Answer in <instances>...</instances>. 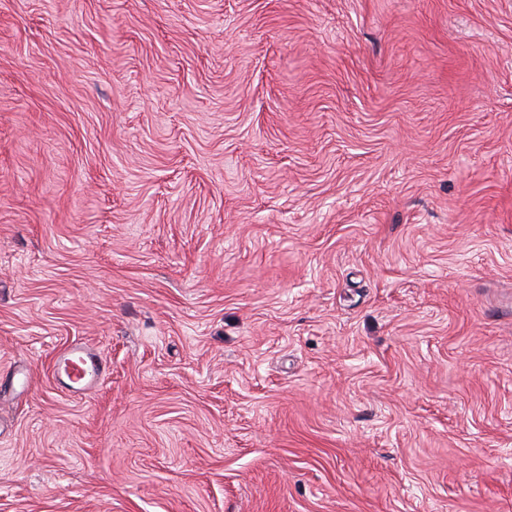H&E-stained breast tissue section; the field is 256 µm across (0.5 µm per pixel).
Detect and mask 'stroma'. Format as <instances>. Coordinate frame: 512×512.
I'll return each instance as SVG.
<instances>
[{"label":"stroma","instance_id":"stroma-1","mask_svg":"<svg viewBox=\"0 0 512 512\" xmlns=\"http://www.w3.org/2000/svg\"><path fill=\"white\" fill-rule=\"evenodd\" d=\"M0 512H512V0H0ZM57 365L73 383L71 391L81 395L97 384L101 358L88 346L73 344L58 355Z\"/></svg>","mask_w":512,"mask_h":512}]
</instances>
